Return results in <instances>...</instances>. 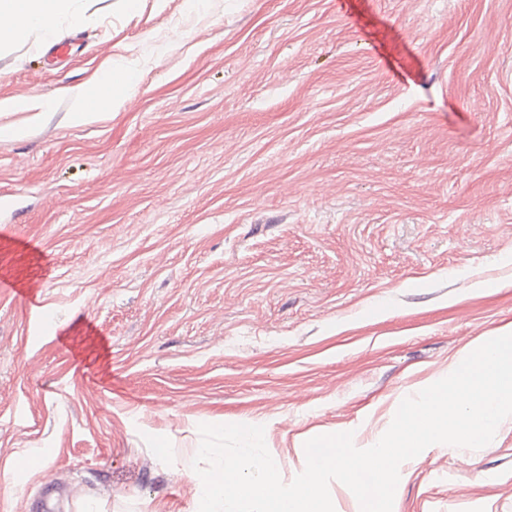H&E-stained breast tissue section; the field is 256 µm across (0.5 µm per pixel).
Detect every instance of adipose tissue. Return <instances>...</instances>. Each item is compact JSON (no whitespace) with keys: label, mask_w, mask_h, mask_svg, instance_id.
I'll list each match as a JSON object with an SVG mask.
<instances>
[{"label":"adipose tissue","mask_w":512,"mask_h":512,"mask_svg":"<svg viewBox=\"0 0 512 512\" xmlns=\"http://www.w3.org/2000/svg\"><path fill=\"white\" fill-rule=\"evenodd\" d=\"M76 0H0V38L19 40L35 34L45 41L56 38L60 21L75 18ZM142 74L125 62L108 63L94 80L68 89L72 101L71 122H96L105 115L127 109L135 100ZM50 103L38 96H15L0 100V139H18L25 135L24 125L9 121V114L30 113L40 121Z\"/></svg>","instance_id":"1"}]
</instances>
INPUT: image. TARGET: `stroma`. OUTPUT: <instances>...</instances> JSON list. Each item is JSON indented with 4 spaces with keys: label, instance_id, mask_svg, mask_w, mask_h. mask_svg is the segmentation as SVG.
Wrapping results in <instances>:
<instances>
[{
    "label": "stroma",
    "instance_id": "1",
    "mask_svg": "<svg viewBox=\"0 0 512 512\" xmlns=\"http://www.w3.org/2000/svg\"><path fill=\"white\" fill-rule=\"evenodd\" d=\"M82 9L67 55L0 44V99L52 103L0 139V512H198L204 423L291 482L512 324V0ZM119 55L132 108L70 123ZM393 512H512V420Z\"/></svg>",
    "mask_w": 512,
    "mask_h": 512
}]
</instances>
